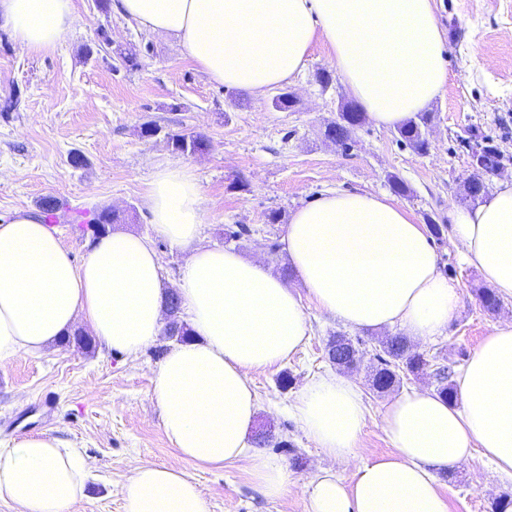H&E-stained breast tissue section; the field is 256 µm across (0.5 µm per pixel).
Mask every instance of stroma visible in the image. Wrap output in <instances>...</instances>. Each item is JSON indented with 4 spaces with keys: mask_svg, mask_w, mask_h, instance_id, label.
Masks as SVG:
<instances>
[{
    "mask_svg": "<svg viewBox=\"0 0 512 512\" xmlns=\"http://www.w3.org/2000/svg\"><path fill=\"white\" fill-rule=\"evenodd\" d=\"M75 21L55 48L21 51L0 30V217L15 209H39L44 198L80 212L104 208L123 215L121 230L148 237L156 250L167 288L179 283L187 251L155 233L146 193L156 169L185 166L197 176L209 222L203 243L230 247L265 259L274 270L290 261L280 243L294 210L330 189L395 196L414 223L447 225L451 206L471 205L464 185L472 176L471 137L496 145L504 154L501 174L484 175L487 189L512 178V0H433L445 37L448 80L427 108L429 147L420 153L401 142L396 130L364 120L348 147L325 136L341 104L354 98L324 44L310 52L302 71L284 89L294 108L277 111L274 91L261 96L211 83L171 38L147 34L94 0H73ZM136 56L131 67L122 53ZM332 75L322 85L321 72ZM155 124L160 132L144 137ZM170 133L205 137V151H175ZM84 157L73 167L71 153ZM406 187L394 194L391 178ZM277 223H270V213ZM243 225L250 234L225 242L224 230ZM439 267L460 288L461 305L444 335L414 343L432 365L460 370L493 327L512 319V300L486 312L479 299L487 283L465 263L447 236L435 240ZM305 311L311 335L283 365L252 373L258 409L248 432L256 442L269 431L263 453L284 466L288 491L265 498L245 462L202 469L186 462L167 440L152 396L155 372L173 346L169 337L129 356L91 346L53 345L38 357L0 365V443L48 433L78 448L93 466L85 496L72 512H123L121 488L140 461L174 466L198 483L209 512H307L303 485L320 470L351 481L353 462L327 459L305 436L290 407L314 376L332 371L325 346L343 333L359 351L348 376L361 388L367 408L357 457L370 460L391 452L381 419L395 394L436 390L430 369L403 376L394 391L380 393L369 373L379 363L385 333L348 329L313 304ZM288 387H280L282 375ZM450 512H495L512 498V478L497 473L480 451L461 469L438 475Z\"/></svg>",
    "mask_w": 512,
    "mask_h": 512,
    "instance_id": "obj_1",
    "label": "stroma"
}]
</instances>
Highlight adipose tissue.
<instances>
[{"label": "adipose tissue", "instance_id": "adipose-tissue-1", "mask_svg": "<svg viewBox=\"0 0 512 512\" xmlns=\"http://www.w3.org/2000/svg\"><path fill=\"white\" fill-rule=\"evenodd\" d=\"M140 29L177 40L210 81L263 94L288 83L315 41L379 127L394 128L443 91L445 41L431 0H113ZM74 21L73 0H0V27L24 51L54 48ZM147 206L155 232L191 247L178 285L193 339L157 368L153 396L181 457L202 468L243 460L260 492L284 495L287 470L251 450L258 405L250 375L283 364L306 343L302 304L357 329H396L412 341L443 334L461 302L438 268L431 234L388 197L328 191L292 214L283 239L292 286L261 259L200 245L208 213L190 168L157 169ZM448 242L512 299V180L473 206L448 211ZM157 254L130 232L99 237L82 264L42 215L0 221V364L41 354L78 324L101 348L136 354L165 329ZM458 401L412 390L390 402L382 429L393 451L357 462L351 483L329 469L304 487L308 512H449L436 474L473 450L512 472V320L495 326L455 377ZM294 414L333 460L354 459L365 426L363 393L328 373L297 394ZM88 458L46 433L0 447V500L18 512H69L84 495ZM124 512H208L183 470L136 463L122 486Z\"/></svg>", "mask_w": 512, "mask_h": 512}]
</instances>
